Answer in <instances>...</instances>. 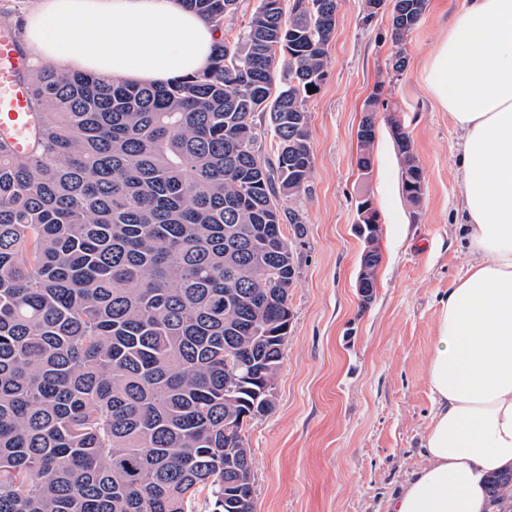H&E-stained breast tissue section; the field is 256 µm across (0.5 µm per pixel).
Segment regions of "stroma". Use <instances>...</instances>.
Masks as SVG:
<instances>
[{"instance_id":"1","label":"stroma","mask_w":512,"mask_h":512,"mask_svg":"<svg viewBox=\"0 0 512 512\" xmlns=\"http://www.w3.org/2000/svg\"><path fill=\"white\" fill-rule=\"evenodd\" d=\"M461 0H429L392 69L389 13L366 18L364 0H340L325 77L308 99L314 168L291 203L306 236L288 291V342L269 413L248 425L256 512H385L423 463L427 382L438 298L467 271L460 210L459 133L433 100L425 71ZM379 92L369 176L357 169L356 132ZM409 134L425 188L402 192L390 122ZM380 216L382 261L370 304L356 289L362 241L356 205Z\"/></svg>"}]
</instances>
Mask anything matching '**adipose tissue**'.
Instances as JSON below:
<instances>
[{
	"mask_svg": "<svg viewBox=\"0 0 512 512\" xmlns=\"http://www.w3.org/2000/svg\"><path fill=\"white\" fill-rule=\"evenodd\" d=\"M223 40L182 0H37L23 22L33 65L140 85L203 71ZM426 83L462 133L472 261L440 298L424 463L386 512H484L512 463V0H463Z\"/></svg>",
	"mask_w": 512,
	"mask_h": 512,
	"instance_id": "1",
	"label": "adipose tissue"
}]
</instances>
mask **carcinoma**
I'll use <instances>...</instances> for the list:
<instances>
[{"mask_svg":"<svg viewBox=\"0 0 512 512\" xmlns=\"http://www.w3.org/2000/svg\"><path fill=\"white\" fill-rule=\"evenodd\" d=\"M183 2L217 26L237 6ZM398 2L402 47L427 0ZM338 8L258 0L236 43L167 86L27 71L33 152L0 142V512L253 510L245 427L272 410L261 386L288 342L305 229L287 202L314 168L308 87ZM390 124L415 204L413 146ZM487 496L512 512L511 466Z\"/></svg>","mask_w":512,"mask_h":512,"instance_id":"carcinoma-1","label":"carcinoma"}]
</instances>
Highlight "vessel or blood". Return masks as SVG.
Here are the masks:
<instances>
[{"mask_svg": "<svg viewBox=\"0 0 512 512\" xmlns=\"http://www.w3.org/2000/svg\"><path fill=\"white\" fill-rule=\"evenodd\" d=\"M28 55L18 45L14 30L0 27V141L18 155L29 154L35 135L30 110L32 88L26 79Z\"/></svg>", "mask_w": 512, "mask_h": 512, "instance_id": "b4317fda", "label": "vessel or blood"}]
</instances>
